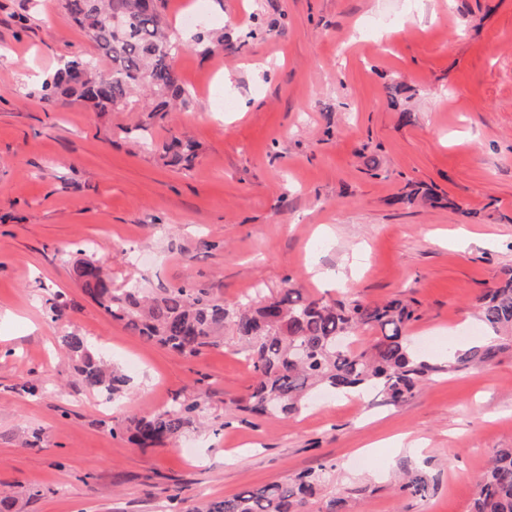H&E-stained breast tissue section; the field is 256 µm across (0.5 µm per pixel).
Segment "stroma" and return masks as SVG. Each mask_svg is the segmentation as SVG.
I'll use <instances>...</instances> for the list:
<instances>
[{"mask_svg":"<svg viewBox=\"0 0 512 512\" xmlns=\"http://www.w3.org/2000/svg\"><path fill=\"white\" fill-rule=\"evenodd\" d=\"M166 18L188 104L100 112L38 93L94 52L59 0H0V489L18 512H191L330 465L319 503L471 512L491 454L512 448V350L444 367L449 345L485 336L477 300L512 267V0H169ZM202 25L223 50L194 46ZM175 136L191 168L167 165ZM83 255L150 295L190 279L235 306L290 284L412 300L440 371L397 406L324 389L288 419L242 412L255 373L232 332L190 358L144 342L71 279ZM67 331L128 377L111 410L61 350ZM201 390L204 426L128 441V418ZM405 466L427 473L425 497L399 492Z\"/></svg>","mask_w":512,"mask_h":512,"instance_id":"35a3bbf8","label":"stroma"}]
</instances>
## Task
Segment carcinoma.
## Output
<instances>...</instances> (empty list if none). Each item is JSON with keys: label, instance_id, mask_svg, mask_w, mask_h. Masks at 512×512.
I'll use <instances>...</instances> for the list:
<instances>
[{"label": "carcinoma", "instance_id": "obj_1", "mask_svg": "<svg viewBox=\"0 0 512 512\" xmlns=\"http://www.w3.org/2000/svg\"><path fill=\"white\" fill-rule=\"evenodd\" d=\"M166 2L60 0L98 54L68 60L43 82L42 98L76 96L103 112L126 106L135 91L146 88L158 97L157 112L166 111L172 99L189 98L173 63L178 45L164 32ZM102 59L111 64L106 74L99 71ZM170 150L171 163L191 167L192 145L184 146L175 138ZM69 273L85 295L128 331L183 356L224 346V327L231 325L246 345L255 372L254 383L237 401L243 412L290 418L319 387L341 395L354 389L376 390L387 404L396 406L438 371L412 346L408 330L419 318L413 301L346 305L305 297L291 285L255 306L239 309L191 284L167 289L150 300L136 284L118 290L91 258L76 260ZM477 309L479 320L494 333L493 340L456 351L448 360L452 370L488 364L512 348L511 269H503L500 282L478 298ZM360 331L375 333L366 348L354 347ZM61 343L77 363L84 386L108 397L122 391L125 378L102 360L87 337L69 332ZM207 398L202 392L192 399L173 397L163 409L130 420L125 427L128 439L142 448L166 444L194 425ZM325 480L324 472L303 471L209 502L195 512H307ZM428 487L425 473L404 470L402 492L423 497ZM473 512H512V448H500L492 456L478 485Z\"/></svg>", "mask_w": 512, "mask_h": 512}]
</instances>
